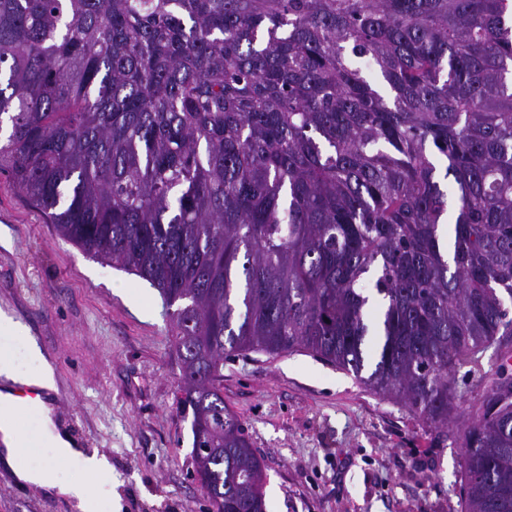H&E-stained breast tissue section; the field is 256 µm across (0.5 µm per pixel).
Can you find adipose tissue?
<instances>
[{
  "label": "adipose tissue",
  "mask_w": 512,
  "mask_h": 512,
  "mask_svg": "<svg viewBox=\"0 0 512 512\" xmlns=\"http://www.w3.org/2000/svg\"><path fill=\"white\" fill-rule=\"evenodd\" d=\"M27 361L29 367L22 371L8 353H0V377L5 380L4 387L0 388V444L7 450L6 459L19 479L77 498L84 512H96V498L90 486L71 481L61 472L63 463L76 457L77 451L70 437L57 430L50 413L42 415L41 439L46 459L36 467L27 460L22 413L15 410L12 403L13 387L20 384L48 389L53 385L52 373L37 348L29 349Z\"/></svg>",
  "instance_id": "obj_1"
}]
</instances>
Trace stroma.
I'll use <instances>...</instances> for the list:
<instances>
[{"label": "stroma", "mask_w": 512, "mask_h": 512, "mask_svg": "<svg viewBox=\"0 0 512 512\" xmlns=\"http://www.w3.org/2000/svg\"><path fill=\"white\" fill-rule=\"evenodd\" d=\"M0 312L28 331L0 332V348L21 369L31 341L55 360L47 405L59 428L110 464L90 481L98 512H208L158 291L61 239L1 173ZM479 362L455 374L462 405L500 365L491 348ZM224 403L263 460L267 512H461L463 420L431 430L399 400L302 351L225 358ZM0 512L82 510L18 480L0 450Z\"/></svg>", "instance_id": "1"}]
</instances>
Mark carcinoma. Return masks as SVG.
Listing matches in <instances>:
<instances>
[{"label":"carcinoma","mask_w":512,"mask_h":512,"mask_svg":"<svg viewBox=\"0 0 512 512\" xmlns=\"http://www.w3.org/2000/svg\"><path fill=\"white\" fill-rule=\"evenodd\" d=\"M3 121L0 173L169 309L209 512H266L224 357L304 350L442 431L512 352V0H0ZM459 440L463 512H512L511 374Z\"/></svg>","instance_id":"cac0c4a2"}]
</instances>
